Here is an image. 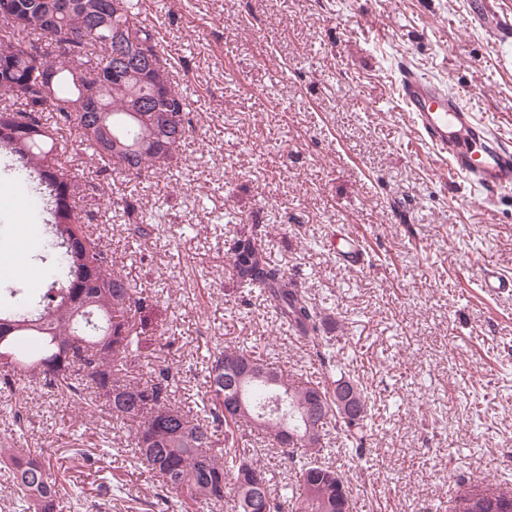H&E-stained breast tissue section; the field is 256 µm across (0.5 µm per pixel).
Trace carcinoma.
<instances>
[{
	"mask_svg": "<svg viewBox=\"0 0 512 512\" xmlns=\"http://www.w3.org/2000/svg\"><path fill=\"white\" fill-rule=\"evenodd\" d=\"M16 23H0V101H23L24 108L0 107V157L3 173L28 183L46 199L48 240L33 246L53 268L45 288L14 284L0 299V350L11 353L1 363L0 384L15 390L25 378L45 382L72 403L106 412L116 424L135 427L133 457L151 467L164 487L180 493L203 512L224 500L229 486L237 493V512H350L348 485L342 473L308 452L309 444L285 451L299 475V492L272 495L259 448H239L230 441L242 421L256 425L273 447H282L281 416L260 417V408L282 397V416L290 425L309 421L315 440L331 419L346 440L361 449L366 440L370 398L357 386L362 413L346 419L333 410V388L309 382L300 386L282 371L248 351L215 349L202 364L209 420L201 421L173 404L180 378L169 366L142 381L133 375L143 348L154 296L139 293L114 269L112 254L85 224L77 200L86 183L68 164L60 131L77 135L92 151L99 172L139 178L176 160L193 130L189 99L174 85L172 63L160 47L157 30L140 19V0H117L103 16L101 0H12ZM124 30L142 46L149 64L118 62L112 32ZM52 90L42 91L46 79ZM58 113L56 126L44 112ZM170 115L146 132L152 113ZM131 234L147 238L157 225L131 205ZM229 268L242 288L256 289L288 327L314 347H329L321 334L323 318L297 280L271 264L258 240L257 227L243 232L227 250ZM247 361L275 381L243 387L247 411L229 408L224 363ZM224 427V447L216 432ZM0 470L9 474L18 512H59V486L49 458L0 443ZM259 475L262 495L247 487V473Z\"/></svg>",
	"mask_w": 512,
	"mask_h": 512,
	"instance_id": "obj_1",
	"label": "carcinoma"
}]
</instances>
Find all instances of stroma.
<instances>
[{"label":"stroma","mask_w":512,"mask_h":512,"mask_svg":"<svg viewBox=\"0 0 512 512\" xmlns=\"http://www.w3.org/2000/svg\"><path fill=\"white\" fill-rule=\"evenodd\" d=\"M142 17L191 98L177 165L104 177L84 146L67 151L92 184L86 224L159 297L140 378L179 370L175 400L195 409L218 346L327 380L311 344L230 273L228 247L260 224L267 259L308 293L375 404L362 455L339 427L324 438L352 512H445L473 485L512 492V296L470 285L486 265L512 276V194L487 207L482 190L442 181L398 95L414 69L512 139V45L491 42L470 0H143ZM127 203L155 214L160 234L129 237ZM352 231L366 249L345 263L336 236ZM112 429L47 384L0 390V437L51 459L61 512H189L155 471L100 446Z\"/></svg>","instance_id":"obj_1"}]
</instances>
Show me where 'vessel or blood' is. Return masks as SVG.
<instances>
[{
  "mask_svg": "<svg viewBox=\"0 0 512 512\" xmlns=\"http://www.w3.org/2000/svg\"><path fill=\"white\" fill-rule=\"evenodd\" d=\"M473 13L496 42L512 41V16L498 11L494 0H473ZM399 98L421 141L449 177L480 185L484 205L495 194L512 192V150L501 147L496 127L479 118L460 98L430 78L405 71ZM481 292L496 297L512 291V277L483 267L477 279Z\"/></svg>",
  "mask_w": 512,
  "mask_h": 512,
  "instance_id": "1",
  "label": "vessel or blood"
}]
</instances>
